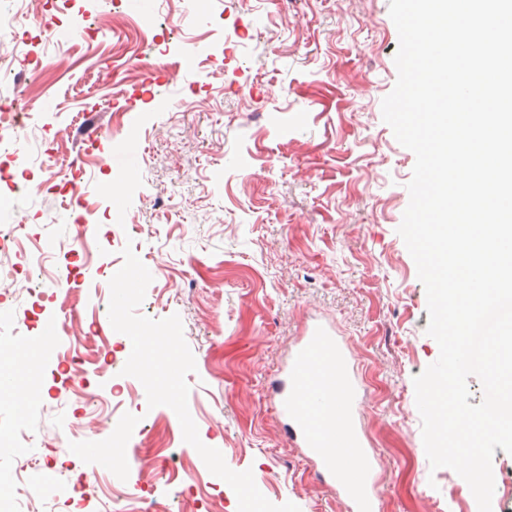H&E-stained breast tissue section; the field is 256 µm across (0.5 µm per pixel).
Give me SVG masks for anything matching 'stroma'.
I'll use <instances>...</instances> for the list:
<instances>
[{
    "mask_svg": "<svg viewBox=\"0 0 512 512\" xmlns=\"http://www.w3.org/2000/svg\"><path fill=\"white\" fill-rule=\"evenodd\" d=\"M126 9L159 8L158 48L187 41L223 43L195 76L179 67L149 70L129 22L102 14L99 41L73 34L67 49L41 57V83L19 101L61 99L45 127L55 161L37 169L24 158L37 135L19 132L21 158L12 199L22 239L69 241L51 222L54 199L41 191L56 160L86 148L73 129L96 114L103 166L82 176L108 220L95 242L70 243L84 254L78 291L68 260L45 264L43 279L20 269L0 283V314L14 311L42 336L38 318L59 313L65 336L80 347V366L97 409L81 411L66 365L33 361L17 372L21 394L0 405V424L26 410V429L41 460L84 473L108 494L114 480L156 490L143 512H194L175 503L180 480L211 474L198 452L167 423L172 410L148 407L142 383L123 375L130 341L105 344L92 329L110 300V269L134 251L155 267L138 314L179 315L196 370L188 374V409L201 441L227 466L251 470L272 503L301 512H344L310 463L282 437L265 396L267 380L309 315L333 321L349 342L367 387L362 425L380 463V512H465L449 491L452 469H431L421 434L413 378L439 355L427 334V299L416 264L397 232L409 203L414 153L396 140L381 102L397 80V29L389 0H196L187 20L183 0H123ZM124 79L114 93L113 73ZM38 288L36 305L26 291ZM78 417L79 438L91 441L138 419L118 466L69 455L65 419Z\"/></svg>",
    "mask_w": 512,
    "mask_h": 512,
    "instance_id": "obj_1",
    "label": "stroma"
}]
</instances>
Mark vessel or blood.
Returning <instances> with one entry per match:
<instances>
[{"label": "vessel or blood", "mask_w": 512, "mask_h": 512, "mask_svg": "<svg viewBox=\"0 0 512 512\" xmlns=\"http://www.w3.org/2000/svg\"><path fill=\"white\" fill-rule=\"evenodd\" d=\"M267 392L289 445L300 449L345 512H379L377 462L367 448L361 422L366 386L347 340L333 322L318 315L306 322ZM340 448L360 469L358 483L345 480L343 464L336 458Z\"/></svg>", "instance_id": "b4317fda"}]
</instances>
